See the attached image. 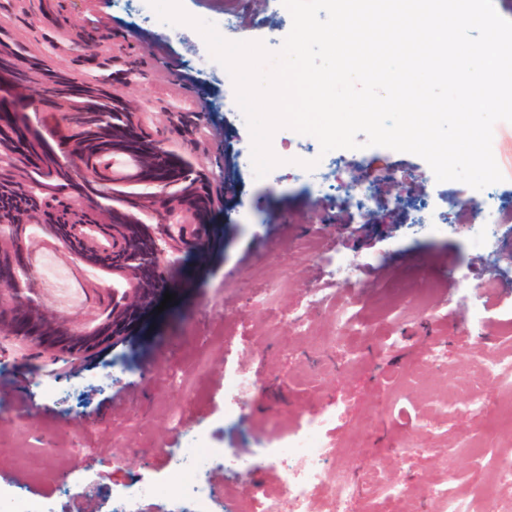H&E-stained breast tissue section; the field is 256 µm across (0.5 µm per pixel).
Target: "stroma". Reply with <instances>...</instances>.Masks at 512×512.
<instances>
[{
  "instance_id": "35a3bbf8",
  "label": "stroma",
  "mask_w": 512,
  "mask_h": 512,
  "mask_svg": "<svg viewBox=\"0 0 512 512\" xmlns=\"http://www.w3.org/2000/svg\"><path fill=\"white\" fill-rule=\"evenodd\" d=\"M190 15L223 25L238 14L236 41L283 42L292 18L281 0H182ZM148 0H0V38L21 44L47 68L66 69L77 83L105 79L151 135L165 140L199 169L212 173L224 197L210 216L203 248L185 250L166 273L174 294L149 311L116 344L68 362L32 358L12 338L0 339V483L62 512H110L96 487H120L141 476L171 472L178 447L174 422L200 430L227 459L245 460V476L216 463L209 480L232 486L236 504L255 487L276 488L267 455L289 432L343 405L348 416L332 431L341 442L367 432L372 446L361 466L382 480L401 481L405 500L360 499L354 512H440L436 486L467 491L473 512H494L488 471L507 439L488 427L505 410L507 388L485 378L480 415L467 412L466 376L499 358H512V227L493 249L478 252L464 233L441 228L412 232L407 199L437 202L445 192H478L436 182L420 157L366 148L368 160L397 169L361 216L323 212L322 198L288 172L249 179L238 167L251 137L224 69H198L193 54L207 45L193 27L169 36L147 23ZM36 257L51 256L68 273L64 288H43V300L64 314L88 306L64 251L34 240ZM353 267L336 278L334 258ZM274 285L268 306L253 307L261 286ZM353 305L347 346L329 348L336 310ZM309 317L298 332L287 315ZM439 348L437 362L422 363ZM421 365L420 378L406 369ZM242 369L253 386L236 421L224 419V375ZM56 388V397L39 387ZM415 454H398L401 444Z\"/></svg>"
}]
</instances>
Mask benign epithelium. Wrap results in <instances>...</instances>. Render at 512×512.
I'll list each match as a JSON object with an SVG mask.
<instances>
[{"mask_svg":"<svg viewBox=\"0 0 512 512\" xmlns=\"http://www.w3.org/2000/svg\"><path fill=\"white\" fill-rule=\"evenodd\" d=\"M14 89L32 88L35 103H48L59 112L66 131L69 156L76 158L81 139L103 135L112 139L137 138L140 150L138 178L157 187L146 201L159 224H121L115 208H100L92 196L69 204L67 223L51 224L39 195L47 183L70 171L58 157L40 152L22 133L26 115L0 124V192L10 189L31 198L21 209L0 207V335L8 334L33 354L45 351L57 360H72L126 335L165 287L164 273L175 254L203 244L209 216L217 205L211 179L189 161L147 134L139 114L127 107L104 82L80 86L64 70H47L35 59L0 39V81ZM42 170L41 185L29 182L27 172ZM65 250L81 271L104 272L112 287L94 295L112 293V314L87 321L81 313L65 320L49 314L41 298L37 262L30 243L34 233Z\"/></svg>","mask_w":512,"mask_h":512,"instance_id":"1","label":"benign epithelium"}]
</instances>
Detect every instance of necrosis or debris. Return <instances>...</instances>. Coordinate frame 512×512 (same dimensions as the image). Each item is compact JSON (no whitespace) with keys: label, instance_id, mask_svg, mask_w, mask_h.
Masks as SVG:
<instances>
[{"label":"necrosis or debris","instance_id":"obj_1","mask_svg":"<svg viewBox=\"0 0 512 512\" xmlns=\"http://www.w3.org/2000/svg\"><path fill=\"white\" fill-rule=\"evenodd\" d=\"M309 136H300L304 149L298 160L289 164V173L298 181L328 190L327 202L336 208L346 207L361 215L369 208L371 182L366 172L364 155H336L316 159L306 151ZM448 224L465 225L476 249L493 246L500 225L512 222V207L490 205L488 199L466 201L448 196ZM339 415L328 412L308 422L299 432L281 440L269 451V457L282 469V486L278 495L257 490L250 512H349L350 507L367 493L383 491L398 497L403 486L383 482L371 469H328L323 465L333 455L335 444L328 432ZM181 446L171 459L173 477L167 479H135L124 488L107 490L112 512H133L135 502L145 496L166 499L177 505V512H220L221 495L212 488L208 471L223 458V449L213 447L198 431L180 429Z\"/></svg>","mask_w":512,"mask_h":512}]
</instances>
